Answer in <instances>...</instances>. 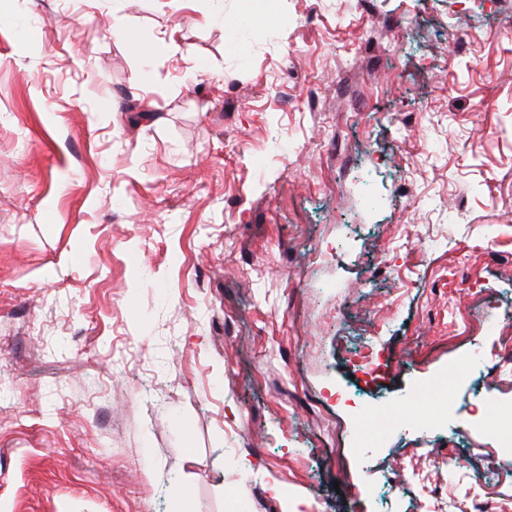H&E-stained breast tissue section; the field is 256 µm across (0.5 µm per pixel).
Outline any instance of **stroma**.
<instances>
[{"label":"stroma","mask_w":512,"mask_h":512,"mask_svg":"<svg viewBox=\"0 0 512 512\" xmlns=\"http://www.w3.org/2000/svg\"><path fill=\"white\" fill-rule=\"evenodd\" d=\"M490 300L512 0H0V512H512L480 376L397 413Z\"/></svg>","instance_id":"stroma-1"}]
</instances>
